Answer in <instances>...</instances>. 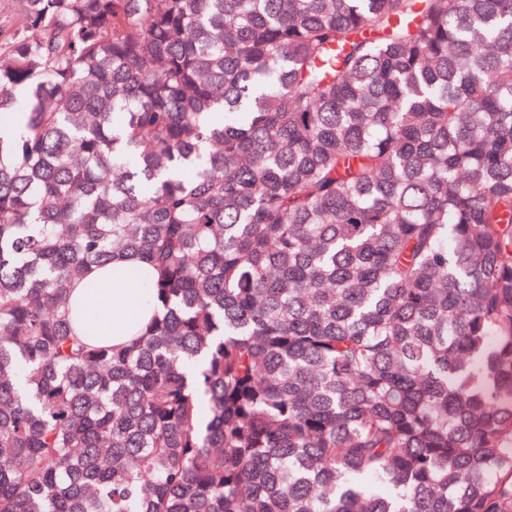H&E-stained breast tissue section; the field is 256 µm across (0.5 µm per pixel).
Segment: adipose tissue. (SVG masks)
Returning a JSON list of instances; mask_svg holds the SVG:
<instances>
[{
	"label": "adipose tissue",
	"mask_w": 512,
	"mask_h": 512,
	"mask_svg": "<svg viewBox=\"0 0 512 512\" xmlns=\"http://www.w3.org/2000/svg\"><path fill=\"white\" fill-rule=\"evenodd\" d=\"M140 265L120 259L92 268L70 287L73 312L96 321L97 339L122 346L131 341L157 311L146 294Z\"/></svg>",
	"instance_id": "adipose-tissue-1"
}]
</instances>
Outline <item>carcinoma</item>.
Segmentation results:
<instances>
[{
    "label": "carcinoma",
    "instance_id": "cac0c4a2",
    "mask_svg": "<svg viewBox=\"0 0 512 512\" xmlns=\"http://www.w3.org/2000/svg\"><path fill=\"white\" fill-rule=\"evenodd\" d=\"M20 2L0 512H512V0ZM141 268L135 260L120 259L93 267L71 285L73 314L97 322L94 340L114 347L125 345L159 311L147 297Z\"/></svg>",
    "mask_w": 512,
    "mask_h": 512
}]
</instances>
